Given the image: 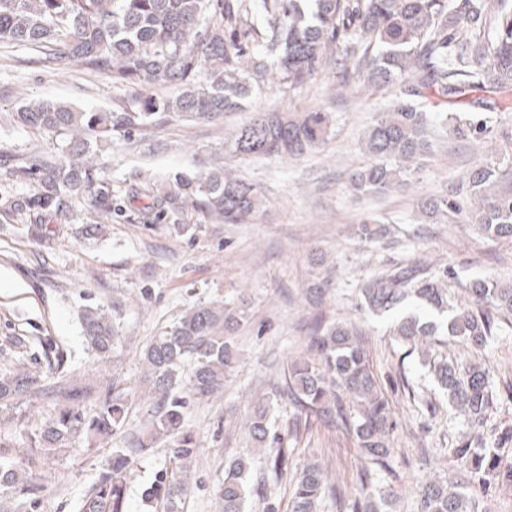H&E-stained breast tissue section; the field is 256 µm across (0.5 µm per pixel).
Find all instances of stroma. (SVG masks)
Instances as JSON below:
<instances>
[{"mask_svg":"<svg viewBox=\"0 0 512 512\" xmlns=\"http://www.w3.org/2000/svg\"><path fill=\"white\" fill-rule=\"evenodd\" d=\"M335 78L331 63L297 88L268 76L245 111L214 123L173 119L136 140H113L112 192L122 200L130 179L189 168L197 155H224L229 134L254 112L332 113V139L297 160L232 159L266 198L250 223L213 224L191 211L183 221L196 230L186 237L168 224L134 222L130 208L113 218L104 234L83 240L77 228L96 218L81 211L70 223L51 225L38 243L19 217L0 216V373L20 366L35 378L23 403L0 412V459L22 462L39 478V490L22 495L19 512H76L111 457V447L90 448L77 438L68 447L47 451L31 446L30 435L67 404L94 415L109 392L123 395L128 426L137 428L149 408L139 351L200 301L244 303L246 319L235 336L240 362L225 379L223 392L193 401L187 409L201 449L187 473L184 512H218L215 492L224 481L225 459L251 449L243 427L246 412L283 381L305 349L307 323L320 313L366 334L373 371L396 422L391 468L375 486L392 496L395 512H414L420 485L461 472L452 450L470 436V427L449 406L418 353L393 336L392 318L359 308L357 284L379 264L417 254L453 271L448 300L454 306L468 302L466 289L473 281L512 282V242L486 238L469 213L449 224L416 219L420 200L446 195L449 184L476 163L512 161V112L497 113L491 134L477 147L436 135L425 166L407 188L364 195L351 191L347 173L363 163L362 133L395 91L369 88L347 102H333L327 86ZM20 94L29 102L49 99L98 110L115 105L123 92L108 77L87 75L69 64L47 68L30 53L1 48L0 112L11 111ZM51 148L37 132L1 126L0 172L15 156ZM368 217L390 223L387 238L364 242L354 235V226ZM327 272L335 286L319 303L307 285ZM99 304L119 310V345L104 360L85 346L79 323L84 307ZM501 328L502 336L480 351L452 338L430 348L433 359L462 367L476 361L489 373L495 393L487 415L491 432L512 426V397L501 385L512 378V322L502 321ZM43 338L66 350L64 370L49 365L39 346ZM312 460L327 464L336 485L356 495L366 463L350 438L313 422L294 444L293 471ZM170 466L161 442L139 460L128 486V512H153L145 491L156 473Z\"/></svg>","mask_w":512,"mask_h":512,"instance_id":"35a3bbf8","label":"stroma"}]
</instances>
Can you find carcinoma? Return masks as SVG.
Returning a JSON list of instances; mask_svg holds the SVG:
<instances>
[{"instance_id": "obj_1", "label": "carcinoma", "mask_w": 512, "mask_h": 512, "mask_svg": "<svg viewBox=\"0 0 512 512\" xmlns=\"http://www.w3.org/2000/svg\"><path fill=\"white\" fill-rule=\"evenodd\" d=\"M35 51L41 63L75 64L91 75H107L116 86L146 85L134 98L106 111L78 110L63 103L23 102L3 119L59 141L49 154L15 159L7 176L31 183L28 194L0 192V215H17L30 224L31 235L44 236L77 210L97 214L87 224L88 237L123 215L112 194L109 166L99 144L115 136L125 140L137 131L173 117L220 119L241 109L253 91V79L275 70L290 87L304 84L333 56L341 58L333 95L345 98L357 83L395 85L399 94L370 124L360 141L368 162L348 174L351 189L362 194L392 192L406 184L426 155L430 119L440 121L462 140L478 141L489 133V118L470 98L477 89L506 92L512 88V0H0V47ZM170 94H162V89ZM329 112L311 110L295 117L286 112H257L225 141L238 158L296 159L328 141L333 134ZM512 167L487 162L466 173L463 187L421 202L424 221L461 213L458 197L474 202L471 216L491 238L512 241ZM164 193L137 184L129 197L145 195L146 219L170 224L186 236L195 227L183 223L187 209L215 224H247L265 199L254 185L229 172L224 164L203 160L192 172H175ZM378 220L356 225L365 241L386 236ZM452 276L423 257L381 265L360 284L359 307L381 316L414 300L444 316L442 324L408 315L393 334L412 344L431 343L441 334L483 349L500 335L495 314L512 316V283L476 280L473 305L448 309L446 283ZM334 288L326 276L309 284L321 300ZM244 319L242 309L222 301L199 302L152 337L140 351L150 383L151 412L140 427L127 432L124 445L112 449V462L99 474L79 512H127V484L135 461L159 438L168 441L169 460L180 469L197 456L200 441L186 425L189 397L207 399L224 386L238 351L233 334ZM88 348L100 359L115 345L111 312L88 306L80 316ZM308 351L288 370L278 397L293 409L292 426L276 427L271 398L256 402L245 418L252 451L225 464L218 488L224 512H246L250 495L264 496L272 483L288 479L291 451L286 436L298 439L311 419L326 418L350 437L369 467L359 475L361 491L346 502L329 482L325 467L305 465L290 484L291 512H389L384 494L367 491L376 475L390 469L389 435L396 428L390 402L369 365V353L355 329L328 322L319 314L308 323ZM448 403L474 428L484 425L493 402L489 375L471 363L465 370L427 360ZM193 362L190 374L183 363ZM27 372L0 375V403L16 404L29 392ZM127 402L105 397L100 410L84 416L75 406L61 408L35 438L38 447L65 448L76 435L88 446L111 442L126 426ZM512 428L494 434L491 448L465 441L454 449L465 473L422 486L417 512H478L475 492L495 483L512 491ZM38 489L15 462H0V500ZM187 488L173 470L159 472L145 492L163 512H184Z\"/></svg>"}]
</instances>
